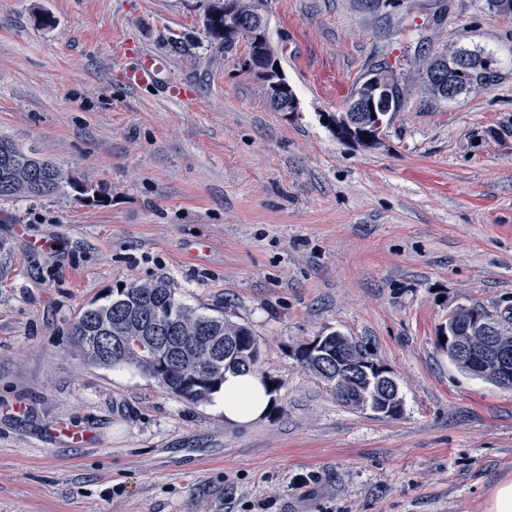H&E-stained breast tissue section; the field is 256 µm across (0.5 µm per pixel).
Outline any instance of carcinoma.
<instances>
[{
	"label": "carcinoma",
	"mask_w": 512,
	"mask_h": 512,
	"mask_svg": "<svg viewBox=\"0 0 512 512\" xmlns=\"http://www.w3.org/2000/svg\"><path fill=\"white\" fill-rule=\"evenodd\" d=\"M208 15L211 19L204 29L206 37L217 48L231 50L236 42L224 37V0H211ZM451 56L468 58V65L451 75L458 96L486 87L496 71L497 60L492 55L459 48ZM381 69L391 75L386 93L388 112L378 114L383 120L387 113L401 111L411 86L386 66L374 65L368 73ZM350 120V113L339 112L329 117V126L336 138L350 136L357 143L361 134L370 130L373 119L365 112L361 124L350 127ZM71 186L73 177L53 162L26 153L7 139L0 141V199L46 197ZM485 312L480 306L453 310L445 336L464 333L461 316ZM493 318L498 334L512 346V311L495 313ZM71 335L82 360L105 368L132 365L153 378L164 392L191 403L208 401L224 380V373L256 370L260 352L258 337L248 324L222 311L205 314L185 306L167 278L116 290L105 303L82 311L72 324ZM159 355L182 358L186 366L180 372H159L154 367ZM298 358L348 407L369 403L387 417L397 416L402 409V401L383 397L368 381L349 375L347 364L367 360L369 353L346 336L334 331L329 341L304 343L298 349ZM199 369L209 374V382L185 384L183 373Z\"/></svg>",
	"instance_id": "cac0c4a2"
}]
</instances>
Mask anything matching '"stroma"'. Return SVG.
<instances>
[{"mask_svg":"<svg viewBox=\"0 0 512 512\" xmlns=\"http://www.w3.org/2000/svg\"><path fill=\"white\" fill-rule=\"evenodd\" d=\"M209 2L0 0V137L102 191L0 199V512H485L512 391L440 336L456 307L512 309V23L487 0H263L298 100L277 112L246 42H207ZM460 47L496 81L414 93L370 147L332 134L370 65L416 84L425 50ZM140 55L154 85L125 80ZM162 276L253 328L265 418L76 355L82 309ZM333 331L395 378L398 416L301 364Z\"/></svg>","mask_w":512,"mask_h":512,"instance_id":"stroma-1","label":"stroma"}]
</instances>
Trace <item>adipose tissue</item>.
<instances>
[{
  "mask_svg": "<svg viewBox=\"0 0 512 512\" xmlns=\"http://www.w3.org/2000/svg\"><path fill=\"white\" fill-rule=\"evenodd\" d=\"M273 398L272 389L257 374L229 371L211 403L222 412L226 423L242 424L263 417Z\"/></svg>",
  "mask_w": 512,
  "mask_h": 512,
  "instance_id": "ef3b65f1",
  "label": "adipose tissue"
}]
</instances>
